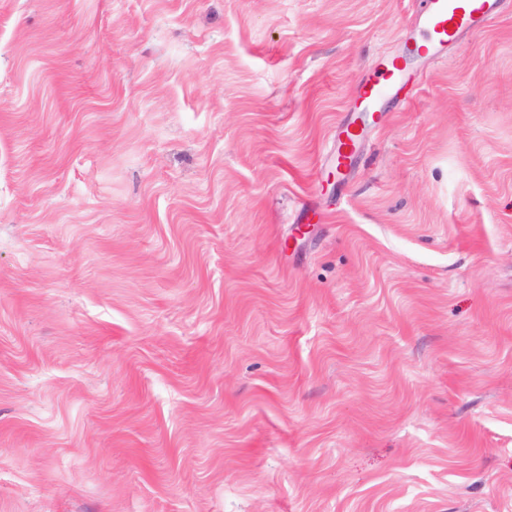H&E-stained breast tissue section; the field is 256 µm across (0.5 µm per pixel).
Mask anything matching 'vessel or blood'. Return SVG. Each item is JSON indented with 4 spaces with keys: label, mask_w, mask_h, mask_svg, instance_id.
<instances>
[{
    "label": "vessel or blood",
    "mask_w": 512,
    "mask_h": 512,
    "mask_svg": "<svg viewBox=\"0 0 512 512\" xmlns=\"http://www.w3.org/2000/svg\"><path fill=\"white\" fill-rule=\"evenodd\" d=\"M502 0H420L412 22L414 49L401 58L382 60L361 80V97L367 105L394 96L413 80L411 70L416 55L432 60L445 59L450 47L482 32L501 11ZM360 134L346 127L336 139L333 152L337 168H346L354 154Z\"/></svg>",
    "instance_id": "vessel-or-blood-1"
}]
</instances>
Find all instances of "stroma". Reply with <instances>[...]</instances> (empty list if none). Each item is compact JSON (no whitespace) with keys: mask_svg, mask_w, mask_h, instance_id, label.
I'll return each instance as SVG.
<instances>
[{"mask_svg":"<svg viewBox=\"0 0 512 512\" xmlns=\"http://www.w3.org/2000/svg\"><path fill=\"white\" fill-rule=\"evenodd\" d=\"M418 0H0V512H512V0L327 174ZM360 133L356 128L347 126L336 138V149L333 150V158L336 168H346L348 161L356 151L359 142Z\"/></svg>","mask_w":512,"mask_h":512,"instance_id":"stroma-1","label":"stroma"}]
</instances>
